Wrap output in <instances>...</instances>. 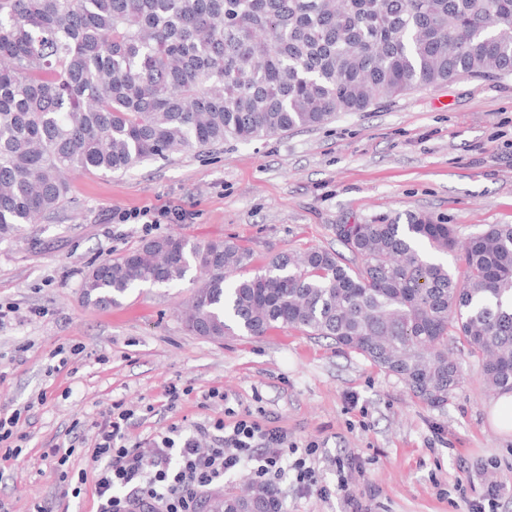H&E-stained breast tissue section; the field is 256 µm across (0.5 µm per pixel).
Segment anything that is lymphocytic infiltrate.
<instances>
[{
    "mask_svg": "<svg viewBox=\"0 0 512 512\" xmlns=\"http://www.w3.org/2000/svg\"><path fill=\"white\" fill-rule=\"evenodd\" d=\"M130 418V411L116 403L96 422L94 476L71 473L66 467L69 456L60 449L42 453L43 459L57 464L65 491L72 497H80L86 481H93L97 512H201L205 493L247 464L260 483L272 488L289 469L295 470L301 488L317 483L309 464L317 444L308 443L298 458L289 459L287 432L260 424L252 414H242L230 425L210 419L196 424L187 435L172 425L143 447L128 442ZM203 437L212 438V447L201 448Z\"/></svg>",
    "mask_w": 512,
    "mask_h": 512,
    "instance_id": "lymphocytic-infiltrate-1",
    "label": "lymphocytic infiltrate"
}]
</instances>
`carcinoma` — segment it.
Wrapping results in <instances>:
<instances>
[{
	"instance_id": "1",
	"label": "carcinoma",
	"mask_w": 512,
	"mask_h": 512,
	"mask_svg": "<svg viewBox=\"0 0 512 512\" xmlns=\"http://www.w3.org/2000/svg\"><path fill=\"white\" fill-rule=\"evenodd\" d=\"M461 75H512V0H0V239L60 209L73 170L115 172L227 140L364 112ZM352 255L274 254L249 277L238 241L151 239L94 266L84 295L119 303L195 270L186 328L213 340L296 328L397 376L432 408L461 383L462 345L512 392V226L459 240L413 213L336 225ZM457 251L463 277L425 248ZM281 512L273 490L209 512Z\"/></svg>"
}]
</instances>
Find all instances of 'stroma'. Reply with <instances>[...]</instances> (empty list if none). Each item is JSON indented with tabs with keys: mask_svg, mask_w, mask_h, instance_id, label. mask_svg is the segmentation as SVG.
<instances>
[{
	"mask_svg": "<svg viewBox=\"0 0 512 512\" xmlns=\"http://www.w3.org/2000/svg\"><path fill=\"white\" fill-rule=\"evenodd\" d=\"M66 206L0 240V409L20 410L18 459L0 461V497L14 512H97L93 486L61 495L60 473L44 449H71L70 471L92 469L93 421L122 403L138 442L170 425L245 412L273 422L297 446L319 444L322 486L282 483L283 512H351L334 494L336 462L361 512H466L470 498L498 483L512 512V433L489 421L497 400L480 364L447 406L429 407L396 376L329 339L296 329L214 341L188 332L180 317L194 283L142 287L119 304L87 301L82 283L96 264L145 241L181 235L229 237L250 247L253 270L278 252L341 250L336 227L423 212L459 238L491 224L512 225V77L461 76L415 88L367 111L263 140L228 141L204 152L157 160L124 173L69 175ZM179 208L191 218L145 230L113 214ZM80 355L56 368L59 348ZM190 388L168 408L169 385ZM222 387L225 400L203 401Z\"/></svg>",
	"mask_w": 512,
	"mask_h": 512,
	"instance_id": "obj_1",
	"label": "stroma"
}]
</instances>
